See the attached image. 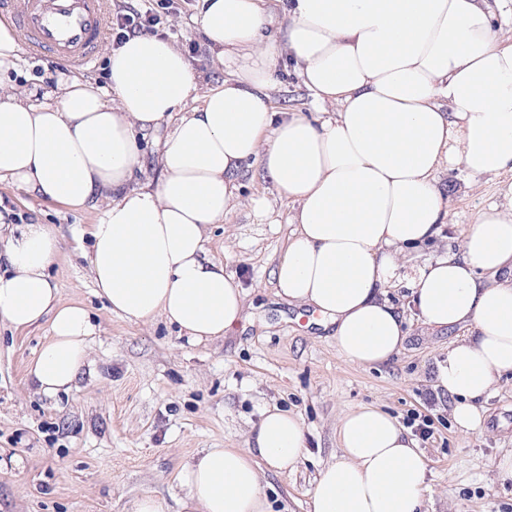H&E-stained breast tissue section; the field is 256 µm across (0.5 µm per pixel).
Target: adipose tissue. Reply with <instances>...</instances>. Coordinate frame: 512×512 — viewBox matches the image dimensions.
<instances>
[{
  "label": "adipose tissue",
  "instance_id": "obj_1",
  "mask_svg": "<svg viewBox=\"0 0 512 512\" xmlns=\"http://www.w3.org/2000/svg\"><path fill=\"white\" fill-rule=\"evenodd\" d=\"M285 34L262 0H202L204 37L234 64L230 80L198 94L170 41L135 36L108 59L109 87L71 81L57 102L0 91V182L72 209L105 202L87 235L89 270L108 310L163 318L193 343L224 336L243 290L205 248L209 225L240 204L245 164L260 161L292 200L294 229L275 270L277 296L334 326L336 350L361 365L403 347L406 323L388 289L408 255L448 222L439 174L512 173V44L497 27L501 0H280ZM288 59L332 115L274 111L267 89ZM170 125L156 183L133 189L138 134ZM55 230L0 216V321H48L29 377L53 397L92 368L96 327L80 304L60 305L47 270ZM411 305L433 329L468 334L448 348L435 386L453 418L481 428L476 401L512 374V184L479 212L459 250L419 269ZM339 451L315 480L311 512H421L427 460L415 439L374 406L346 412ZM301 420L264 411L247 447L207 448L179 475L184 512H269L261 477L295 469Z\"/></svg>",
  "mask_w": 512,
  "mask_h": 512
}]
</instances>
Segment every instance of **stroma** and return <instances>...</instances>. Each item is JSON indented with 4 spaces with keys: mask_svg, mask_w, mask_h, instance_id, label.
<instances>
[{
    "mask_svg": "<svg viewBox=\"0 0 512 512\" xmlns=\"http://www.w3.org/2000/svg\"><path fill=\"white\" fill-rule=\"evenodd\" d=\"M198 5L181 0L165 35L186 53L204 94L231 79L233 70L206 45ZM195 45L200 55L191 54ZM111 50L104 41L91 66L55 75L53 58L23 48L0 86L30 92L34 104L57 98L69 78L104 88ZM269 94L279 112L321 109L288 66L274 71ZM439 180L451 197L450 219L439 238L411 252L415 269L458 249L468 224L499 201L503 183L462 170ZM241 183V205L209 225L206 247L241 284L245 313L224 338L196 345L163 319L142 324L113 315L96 295L83 253L90 246L86 230L99 223L102 208L74 210L0 183V205L57 230L61 249L48 273L58 299L83 304L96 325L95 374L48 398L28 381L49 339L48 324L18 331L0 322V512H129L131 501L146 493L178 512L183 467L206 448L245 447L262 411L274 406L301 418L307 448L296 470L265 475L264 491L273 512H310L314 479L338 450V421L360 405L382 407L406 428L415 415L430 419L434 434L421 445L428 461L423 512H512V484L502 485L495 468L512 450V375L479 400L483 429L458 427L450 397L434 384L449 344L465 331L422 325L401 279L389 297L406 318L404 347L382 365L343 359L333 327L275 295L273 270L292 231L290 201L260 164H252ZM258 199L265 202L260 212Z\"/></svg>",
    "mask_w": 512,
    "mask_h": 512,
    "instance_id": "1",
    "label": "stroma"
}]
</instances>
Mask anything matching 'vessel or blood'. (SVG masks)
<instances>
[{
	"instance_id": "1",
	"label": "vessel or blood",
	"mask_w": 512,
	"mask_h": 512,
	"mask_svg": "<svg viewBox=\"0 0 512 512\" xmlns=\"http://www.w3.org/2000/svg\"><path fill=\"white\" fill-rule=\"evenodd\" d=\"M11 11L21 43L59 62L85 67L106 33L105 0H0Z\"/></svg>"
}]
</instances>
